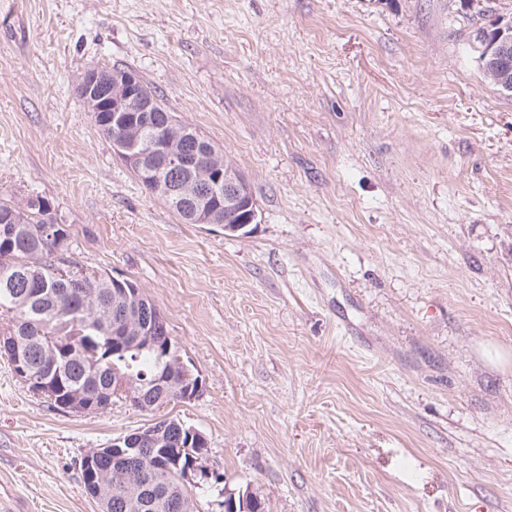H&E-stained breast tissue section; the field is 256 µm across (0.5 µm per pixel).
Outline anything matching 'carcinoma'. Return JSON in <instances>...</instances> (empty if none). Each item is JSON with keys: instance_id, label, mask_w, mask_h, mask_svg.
<instances>
[{"instance_id": "cac0c4a2", "label": "carcinoma", "mask_w": 512, "mask_h": 512, "mask_svg": "<svg viewBox=\"0 0 512 512\" xmlns=\"http://www.w3.org/2000/svg\"><path fill=\"white\" fill-rule=\"evenodd\" d=\"M209 151L193 153L191 143L183 148L200 168L213 156L224 157L219 147L207 142ZM17 226L13 236H0V309L11 314L5 336L23 339L19 350H1L0 357L16 364L17 356L27 360L36 382L29 389L66 411L67 399L81 390L91 402L90 412L112 406L108 395L112 371L121 373L144 389L160 393L164 373L177 372L184 386L198 380L194 370L176 347L167 353L152 348L112 347V321L119 302L112 297V277H105L72 264V275L55 274L59 252L70 245V232L55 222L50 210L26 208L21 212L10 200L0 199V226ZM165 447L143 460L133 473L117 470L108 455L101 466L109 473L112 498L119 501L114 512H177L164 501L153 498L157 487L174 488L188 507L193 498L180 483L179 468L202 457L205 446L185 447L179 433L180 421L166 419Z\"/></svg>"}]
</instances>
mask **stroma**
Segmentation results:
<instances>
[{"instance_id": "1", "label": "stroma", "mask_w": 512, "mask_h": 512, "mask_svg": "<svg viewBox=\"0 0 512 512\" xmlns=\"http://www.w3.org/2000/svg\"><path fill=\"white\" fill-rule=\"evenodd\" d=\"M512 0H0V198L135 282L203 390L199 512H512ZM137 71L249 182L244 237L149 194L75 94ZM73 415L0 359V512H98L81 462L150 425ZM489 27H491L488 31L491 38L494 36L492 40L482 33L477 36L484 58L489 57L491 62H494L493 66L491 64L485 70V76L504 90L512 92V75L510 77L512 70L507 68V63L512 61V22L502 24L494 21ZM492 28L497 29L495 35Z\"/></svg>"}]
</instances>
